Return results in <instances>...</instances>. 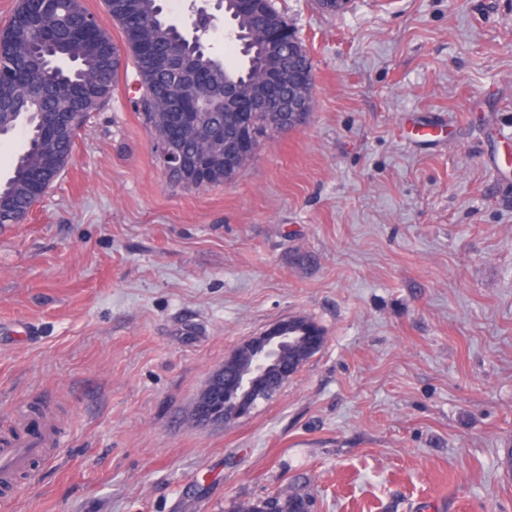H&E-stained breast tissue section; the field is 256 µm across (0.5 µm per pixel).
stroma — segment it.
Returning a JSON list of instances; mask_svg holds the SVG:
<instances>
[{"mask_svg": "<svg viewBox=\"0 0 512 512\" xmlns=\"http://www.w3.org/2000/svg\"><path fill=\"white\" fill-rule=\"evenodd\" d=\"M313 107L226 183L172 181L118 80L30 220L0 226V426L57 453L0 512H512V0H273ZM447 117L434 141L420 129ZM324 349L197 420L247 340ZM297 339L303 340L306 344L307 351L309 353L307 360L318 354L324 348L326 343V336H324L321 331H303L289 325L288 320V323H280L260 336L252 338L241 348L247 347L251 351L253 355V372L265 373L276 365L278 361V353L280 352L281 347L284 344L292 343ZM260 365H262L261 369L259 368ZM301 366L288 363V368L283 369L282 365H279L278 371L280 372V383L285 384L288 382V380L299 372ZM220 372L210 380L203 394L200 396V410L206 411L204 422L227 423L251 414L257 403L270 400L278 392L257 384L249 374H243L237 380L228 382L224 379V393L220 389ZM239 393V400L228 403L231 397ZM209 404V405H208ZM310 499L307 494L298 491L275 493L252 503L236 504L232 512H308Z\"/></svg>", "mask_w": 512, "mask_h": 512, "instance_id": "35a3bbf8", "label": "stroma"}]
</instances>
